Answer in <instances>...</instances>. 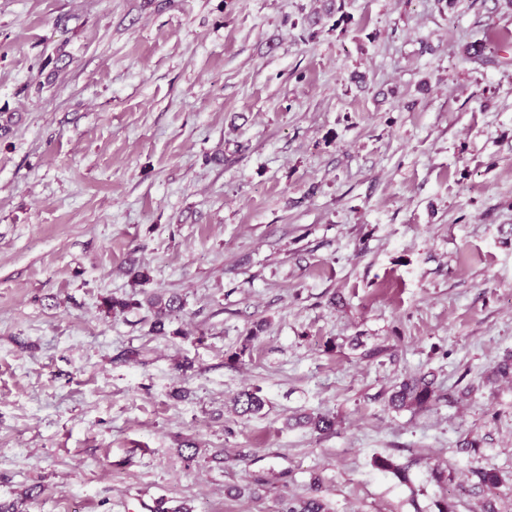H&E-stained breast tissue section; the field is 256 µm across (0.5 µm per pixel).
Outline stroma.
<instances>
[{
  "label": "stroma",
  "instance_id": "35a3bbf8",
  "mask_svg": "<svg viewBox=\"0 0 512 512\" xmlns=\"http://www.w3.org/2000/svg\"><path fill=\"white\" fill-rule=\"evenodd\" d=\"M504 30L512 0H0V502L512 512V45L463 55ZM149 307L154 311V329L163 333L165 322L172 316H176L184 307V302L176 294L154 293L147 299ZM434 400L433 383L426 376H413L403 379L391 396L394 407H423ZM260 389L243 390L233 400L235 412L241 416L258 413L263 405V399L258 395Z\"/></svg>",
  "mask_w": 512,
  "mask_h": 512
}]
</instances>
